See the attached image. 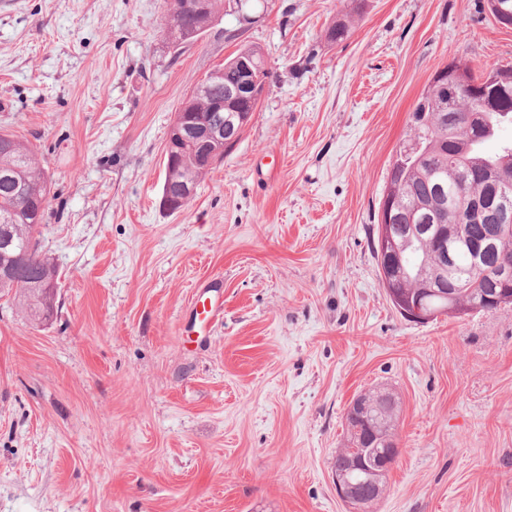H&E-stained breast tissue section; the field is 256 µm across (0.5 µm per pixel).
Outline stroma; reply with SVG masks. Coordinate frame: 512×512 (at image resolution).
I'll use <instances>...</instances> for the list:
<instances>
[{
	"instance_id": "35a3bbf8",
	"label": "stroma",
	"mask_w": 512,
	"mask_h": 512,
	"mask_svg": "<svg viewBox=\"0 0 512 512\" xmlns=\"http://www.w3.org/2000/svg\"><path fill=\"white\" fill-rule=\"evenodd\" d=\"M486 0H235L182 50L165 0H0V132L49 181L53 318L0 297V512H346L333 459L357 394L400 400L373 512H512V305L426 324L373 229L435 73L512 66ZM273 77L240 139L161 203L185 96L237 50ZM213 277L224 307L192 329Z\"/></svg>"
}]
</instances>
